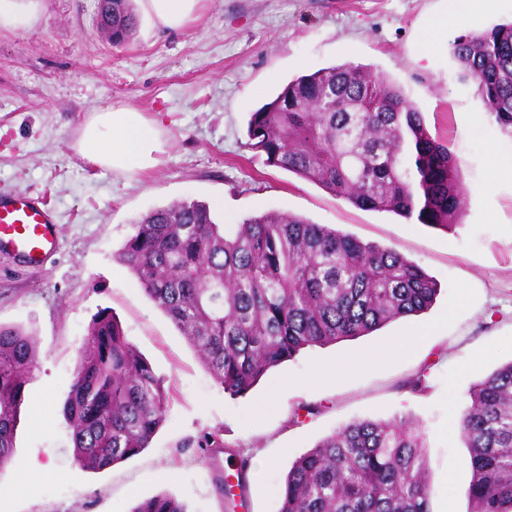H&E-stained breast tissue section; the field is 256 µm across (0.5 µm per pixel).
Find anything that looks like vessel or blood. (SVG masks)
Wrapping results in <instances>:
<instances>
[{"mask_svg":"<svg viewBox=\"0 0 512 512\" xmlns=\"http://www.w3.org/2000/svg\"><path fill=\"white\" fill-rule=\"evenodd\" d=\"M58 246L55 223L46 203L35 197L0 198V249L42 267Z\"/></svg>","mask_w":512,"mask_h":512,"instance_id":"1","label":"vessel or blood"}]
</instances>
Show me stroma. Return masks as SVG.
<instances>
[{"label":"stroma","mask_w":512,"mask_h":512,"mask_svg":"<svg viewBox=\"0 0 512 512\" xmlns=\"http://www.w3.org/2000/svg\"><path fill=\"white\" fill-rule=\"evenodd\" d=\"M97 3L38 0L36 20L0 27V197L43 198L58 234L40 268L0 250V324L39 346L15 453L0 469V512H130L158 494L188 512H227L217 490L226 456L202 449L207 435L241 452L245 512H278L296 458L352 420L397 417L424 433L431 512H468L459 415L472 385L512 361V135L449 49L512 21V0H201L178 30L141 14L134 38L117 46L97 33ZM446 11L455 19L435 35L431 23ZM348 62L400 86L457 158L466 208L452 230L359 209L248 148L252 110L292 78ZM111 104L153 125L154 167L118 173L78 153L90 109ZM176 201L211 205L224 224L274 211L330 225L396 249L437 281L439 295L421 315L305 350L248 394L229 396L116 258L141 216ZM450 305L455 314L439 335L371 361ZM104 310L152 364L167 407L149 448L92 472L74 459L62 408L88 327ZM355 353L368 362L311 382L318 364L343 365ZM420 373L422 390H411ZM304 405L313 414L301 413Z\"/></svg>","instance_id":"obj_1"}]
</instances>
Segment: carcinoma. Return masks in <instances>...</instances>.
<instances>
[{"instance_id":"1","label":"carcinoma","mask_w":512,"mask_h":512,"mask_svg":"<svg viewBox=\"0 0 512 512\" xmlns=\"http://www.w3.org/2000/svg\"><path fill=\"white\" fill-rule=\"evenodd\" d=\"M97 25L110 43L128 42L139 25L132 0H99ZM450 55L485 111L512 130V22L459 37ZM248 146L267 165L360 209L448 229L459 223L457 159L402 90L366 66L334 65L290 80L251 112ZM118 257L235 397L302 350L417 315L439 292L392 248L285 212L224 225L197 201L143 216ZM88 335L63 414L76 462L100 472L148 448L166 396L114 315L100 312ZM37 359L33 336L0 325V466L12 456ZM460 429L469 512H512V362L473 384ZM427 468L415 422L355 420L292 463L279 512H430ZM131 512L187 509L156 495Z\"/></svg>"}]
</instances>
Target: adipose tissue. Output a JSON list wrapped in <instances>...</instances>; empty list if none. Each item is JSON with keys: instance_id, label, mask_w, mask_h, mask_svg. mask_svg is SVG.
Here are the masks:
<instances>
[{"instance_id": "obj_1", "label": "adipose tissue", "mask_w": 512, "mask_h": 512, "mask_svg": "<svg viewBox=\"0 0 512 512\" xmlns=\"http://www.w3.org/2000/svg\"><path fill=\"white\" fill-rule=\"evenodd\" d=\"M79 150L100 167L123 172L150 168L159 144L141 112L127 105H112L94 109L83 128Z\"/></svg>"}]
</instances>
